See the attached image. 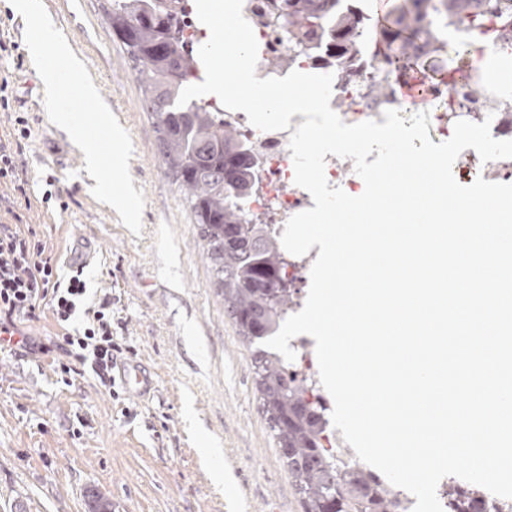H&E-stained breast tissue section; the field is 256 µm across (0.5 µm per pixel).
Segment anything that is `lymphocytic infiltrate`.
I'll return each instance as SVG.
<instances>
[{"label": "lymphocytic infiltrate", "instance_id": "obj_1", "mask_svg": "<svg viewBox=\"0 0 512 512\" xmlns=\"http://www.w3.org/2000/svg\"><path fill=\"white\" fill-rule=\"evenodd\" d=\"M87 282L81 273L60 278L56 257L47 252L35 230L0 224V325L15 318L40 320L51 314L55 339L65 356L61 373L89 367L104 387L112 385V360L123 344L112 325V296L86 303Z\"/></svg>", "mask_w": 512, "mask_h": 512}]
</instances>
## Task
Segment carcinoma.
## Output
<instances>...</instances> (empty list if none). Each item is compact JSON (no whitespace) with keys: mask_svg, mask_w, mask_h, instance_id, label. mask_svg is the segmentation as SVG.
<instances>
[{"mask_svg":"<svg viewBox=\"0 0 512 512\" xmlns=\"http://www.w3.org/2000/svg\"><path fill=\"white\" fill-rule=\"evenodd\" d=\"M394 12L392 25L382 27L363 11L360 0H269L265 25L287 37L294 55L268 58L265 65L286 69L298 56H326L348 74L370 50L378 71L393 62L406 74L424 59L446 53L444 34L456 31L457 48L444 72L430 78L448 89L453 107L468 66L459 47L468 35L491 30L512 46V13L500 0H402ZM105 21L132 64L166 174L189 205L224 312L250 346L260 406L303 512H394L401 491L323 448L326 408L310 398L317 381L291 371L288 361L263 346L296 305L295 290L280 287L287 281L288 259L271 225L258 223L250 209L259 183L252 147L217 121L208 102L177 105L182 89L199 79L200 60L173 2L107 0ZM443 494L448 512H487L475 487L450 480Z\"/></svg>","mask_w":512,"mask_h":512,"instance_id":"carcinoma-1","label":"carcinoma"}]
</instances>
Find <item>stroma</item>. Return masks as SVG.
I'll use <instances>...</instances> for the list:
<instances>
[{
	"mask_svg": "<svg viewBox=\"0 0 512 512\" xmlns=\"http://www.w3.org/2000/svg\"><path fill=\"white\" fill-rule=\"evenodd\" d=\"M55 27L82 60L133 142L130 173L145 197L133 235L95 184L84 155L50 121L44 84L23 45L25 21L0 0V38L20 58H0L12 92L0 111V139L15 116L28 139L17 159L30 207L25 220L72 271L90 253V292L112 291V317L126 360L150 371L155 388L137 396L106 390L90 371L64 374L53 355L0 351V512H88L91 496L112 512H302L299 497L257 400L251 351L213 288L183 195L166 176L154 125L99 0H43ZM67 209L44 201L48 181ZM221 449L227 482H217L202 441Z\"/></svg>",
	"mask_w": 512,
	"mask_h": 512,
	"instance_id": "obj_1",
	"label": "stroma"
}]
</instances>
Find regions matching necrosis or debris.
Wrapping results in <instances>:
<instances>
[{
    "mask_svg": "<svg viewBox=\"0 0 512 512\" xmlns=\"http://www.w3.org/2000/svg\"><path fill=\"white\" fill-rule=\"evenodd\" d=\"M267 9L266 0H244L243 15L251 24L259 43L260 59H267L288 49V44L278 32L262 26L261 18ZM382 79L395 87L386 104L373 102L364 92L369 81ZM402 77L391 73L378 72L371 63H364L350 77H335L333 80V98L352 100L351 110L342 113L344 123L354 124L366 120L383 121L385 109L399 110L401 117H408L411 107L406 102L401 89ZM422 92L432 103L438 105V112L432 113L431 122L444 136H451L456 121H490L491 133L497 139H512V117L495 111L493 103L495 93H487L479 104H464L451 111H444L447 92L443 86L428 82ZM219 116L226 124L235 127L243 140L254 148L262 169V188L251 204L252 211L259 218L275 227H284L287 220L308 208L314 202L310 194L293 183V162L289 150V130L262 132L253 127L244 113L220 109Z\"/></svg>",
    "mask_w": 512,
    "mask_h": 512,
    "instance_id": "4bbe7bcc",
    "label": "necrosis or debris"
}]
</instances>
